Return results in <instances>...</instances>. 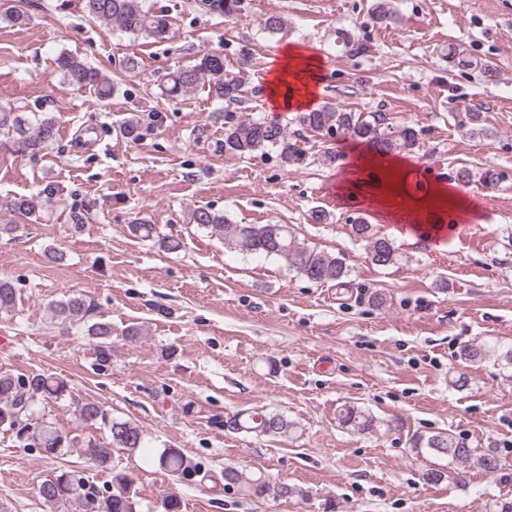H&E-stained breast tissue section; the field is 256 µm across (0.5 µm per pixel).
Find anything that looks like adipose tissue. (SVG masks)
<instances>
[{"label":"adipose tissue","mask_w":512,"mask_h":512,"mask_svg":"<svg viewBox=\"0 0 512 512\" xmlns=\"http://www.w3.org/2000/svg\"><path fill=\"white\" fill-rule=\"evenodd\" d=\"M321 66L318 55L306 52L305 48L299 46H286L266 81V92L273 110L293 108L305 111L312 107ZM368 171L378 176L367 198L368 203L395 219L409 215L414 221L423 222L438 210L450 208L471 212L475 209L468 199L441 184L430 186L425 195H418L409 182L411 170L405 161L390 154L357 150L356 161L350 172L352 180H359Z\"/></svg>","instance_id":"obj_1"}]
</instances>
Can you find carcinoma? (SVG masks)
Here are the masks:
<instances>
[{
	"instance_id": "obj_1",
	"label": "carcinoma",
	"mask_w": 512,
	"mask_h": 512,
	"mask_svg": "<svg viewBox=\"0 0 512 512\" xmlns=\"http://www.w3.org/2000/svg\"><path fill=\"white\" fill-rule=\"evenodd\" d=\"M206 11L222 12L233 16L242 10V0H200ZM85 11L92 18L106 24H115L120 30L135 35L161 38L168 29L165 15L154 11L146 0H85ZM0 20L14 25L26 22L27 16L12 5L10 0H0ZM251 56L244 54L237 67L224 64V53L213 50L202 55L198 64L181 67L167 75V85L162 94L177 98L201 86L209 89L224 102V152L241 157L255 152H273L284 168L298 167L306 160V151L298 139L278 122L264 119L242 121L235 106L242 102L247 92L245 74L251 66ZM56 72L61 82L77 90L92 88L107 98L114 92V85L95 68L79 57L62 52L56 59ZM298 124L313 132L335 135L349 132L359 140L388 153L399 150L418 153L423 148L418 131L409 125L399 129L384 125L378 115L368 120L361 114L348 112L332 105L302 112ZM0 135L11 137L23 149L39 150L55 136V121L48 116L29 117L0 108ZM190 222L207 229L224 239L232 248L244 254H258L283 260L289 269L320 285L332 284L338 288L349 287L350 269L343 259L308 248L297 242L286 224H233L224 214L210 207L199 206L191 211ZM356 233L366 236L368 256L372 264L388 267L397 263V249L386 237L370 234V225L364 219L354 222ZM51 317L77 326L86 335L97 340L99 360L107 363L112 355V324L93 320L91 302L81 296H69L50 305ZM0 314L13 318L19 314L17 291L13 285L0 280ZM68 391L67 383L57 377L34 374L25 379L0 371V429L13 432L19 442L30 440L40 448L44 458L55 460L65 456L75 447V438L62 433L52 423L44 421L33 427L31 406L36 395L60 400ZM79 419L87 426L98 425L107 432L105 444L86 448L89 459L99 468L112 474L110 486L104 493L84 491L71 473L62 471L43 481L39 496L50 512H137V501L130 476L114 462L113 452L118 449L129 454L146 450L140 427L130 421L114 419L100 405L88 401L78 409ZM339 424L359 432L376 428V418L366 410L346 405L338 412ZM233 430L255 433L259 436L282 435L294 423L277 412H240L227 422ZM412 447L448 458V463L465 467L474 456V450L445 430L425 436L419 435ZM153 459L157 467L176 482L190 484L200 476L201 469L180 448H162ZM224 481L235 485L242 494L263 497L270 492L269 482L262 476L247 477L234 467L224 468Z\"/></svg>"
}]
</instances>
